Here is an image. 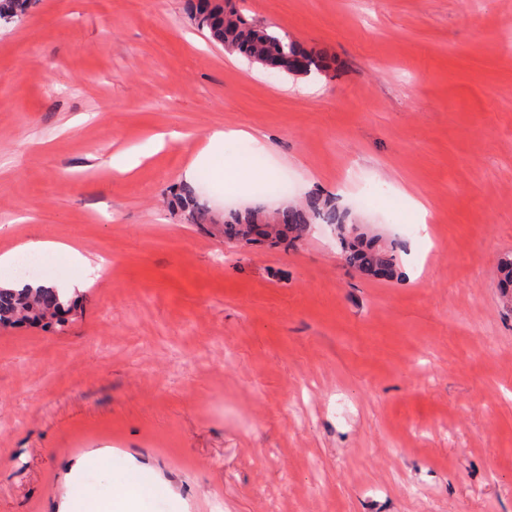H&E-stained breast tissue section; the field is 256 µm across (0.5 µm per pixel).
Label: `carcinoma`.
Returning <instances> with one entry per match:
<instances>
[{
	"label": "carcinoma",
	"instance_id": "cac0c4a2",
	"mask_svg": "<svg viewBox=\"0 0 512 512\" xmlns=\"http://www.w3.org/2000/svg\"><path fill=\"white\" fill-rule=\"evenodd\" d=\"M35 0H0V20L10 21L28 14ZM186 14L192 24L224 49L255 63L262 56L277 52L285 72L327 74L329 62L318 53L304 49L298 42L247 19L230 0L208 7H196L187 0ZM175 204L189 224H209L212 214L196 191L185 187L175 194ZM313 224H326L336 231V243L344 264L363 274L393 280L398 277L397 244L378 234L368 235L348 226L347 213L336 207L333 197L313 193L272 215L259 211H236L224 217V239L242 245L278 247L294 245ZM499 288L506 301L512 300V258L500 263ZM74 308V301L56 288H0V325L28 321L62 328Z\"/></svg>",
	"mask_w": 512,
	"mask_h": 512
}]
</instances>
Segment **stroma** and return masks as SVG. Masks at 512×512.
Wrapping results in <instances>:
<instances>
[{
  "instance_id": "stroma-1",
  "label": "stroma",
  "mask_w": 512,
  "mask_h": 512,
  "mask_svg": "<svg viewBox=\"0 0 512 512\" xmlns=\"http://www.w3.org/2000/svg\"><path fill=\"white\" fill-rule=\"evenodd\" d=\"M336 60L273 74L184 0H37L0 22V254L111 268L63 330L0 326V512H57L110 451L146 512H512V0H239ZM287 196L202 172L213 213L344 194L419 274L348 268L334 231L246 250L171 199L212 129ZM179 137L130 173L117 153ZM427 206L426 237L405 232ZM19 252H51L62 260H65L78 267L84 272V275L74 283L72 288H78L79 290L85 288V286L88 284V280L86 278L87 272L94 271L81 251L69 245L53 241H30L17 247L14 250L0 254V270L2 271V269H9L18 259Z\"/></svg>"
}]
</instances>
